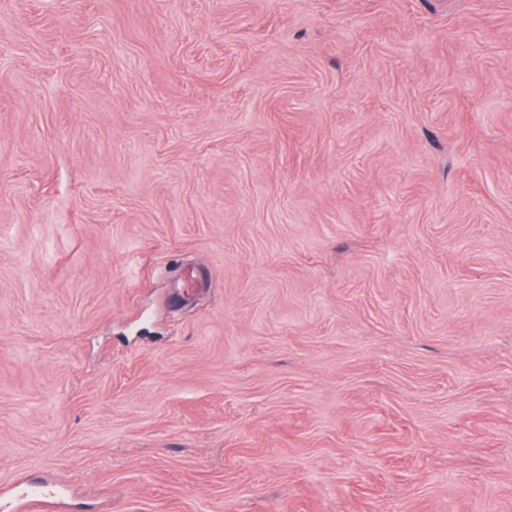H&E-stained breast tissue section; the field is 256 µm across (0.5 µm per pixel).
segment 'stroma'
<instances>
[{"instance_id":"stroma-1","label":"stroma","mask_w":512,"mask_h":512,"mask_svg":"<svg viewBox=\"0 0 512 512\" xmlns=\"http://www.w3.org/2000/svg\"><path fill=\"white\" fill-rule=\"evenodd\" d=\"M23 478L512 512V0H0Z\"/></svg>"}]
</instances>
